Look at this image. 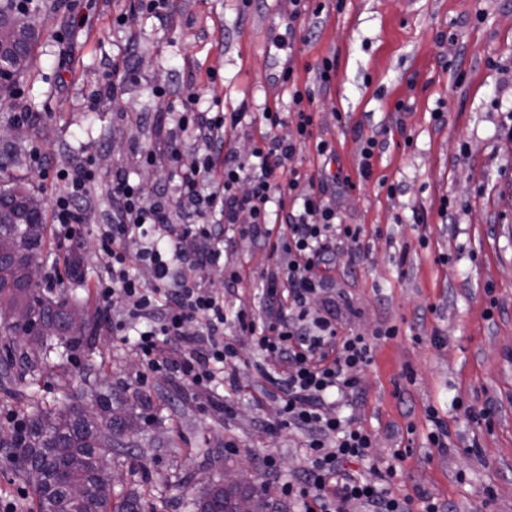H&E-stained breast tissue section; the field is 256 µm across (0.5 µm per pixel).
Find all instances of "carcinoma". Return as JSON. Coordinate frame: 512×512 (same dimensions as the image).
<instances>
[{
  "instance_id": "carcinoma-1",
  "label": "carcinoma",
  "mask_w": 512,
  "mask_h": 512,
  "mask_svg": "<svg viewBox=\"0 0 512 512\" xmlns=\"http://www.w3.org/2000/svg\"><path fill=\"white\" fill-rule=\"evenodd\" d=\"M35 35L29 9L15 7L14 0L0 3V77L29 68ZM42 211L36 195L0 185V301L23 305L28 316L23 326H0V388L6 391L18 383L36 386L46 363L56 359L62 365L93 340L95 324L83 306L64 295L48 297L40 283L26 282V263L39 260L48 235ZM89 387L90 405L68 393L47 402L33 392L20 433L0 444L26 451L42 471V483L32 486L31 512H145L138 496L116 491L112 470L101 467L99 459L119 456L128 440L127 420L115 421L113 408L139 418L138 409L148 403L117 398L105 380ZM73 485L86 486L87 493L73 498ZM232 499L219 481L192 496L191 503L194 512H233Z\"/></svg>"
}]
</instances>
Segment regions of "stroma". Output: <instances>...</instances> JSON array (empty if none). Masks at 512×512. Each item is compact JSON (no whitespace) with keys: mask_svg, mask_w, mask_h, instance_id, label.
Listing matches in <instances>:
<instances>
[{"mask_svg":"<svg viewBox=\"0 0 512 512\" xmlns=\"http://www.w3.org/2000/svg\"><path fill=\"white\" fill-rule=\"evenodd\" d=\"M39 2L30 17L40 32L33 64L13 96L0 97V179L49 201L50 180L31 168L37 145L52 168L97 171L93 220L73 242L89 281L103 265L94 234L112 216L113 174L173 186L172 167H142L139 146L173 138L184 155L204 150L178 130L169 102L191 90L199 110L243 113L226 144L245 159L267 109L287 118L278 135L294 134L292 91L309 89L315 132L335 155L327 162L305 148L292 164L325 179V201L363 229L359 240L337 242L328 274L340 332L399 328L377 343L358 395L337 407L375 434L379 455L409 448L395 494L429 493L448 512H512V0H304L299 12L290 0H169L163 23L135 0ZM267 30L287 49L265 45ZM326 58L334 69L324 87L317 66ZM19 112L31 120L16 123ZM370 137L378 145L364 180L360 146ZM344 178L354 190H343ZM232 241L224 259L242 264L244 276L225 300L259 307L266 254L248 239ZM238 343V387L220 389L235 406L226 420L177 378L153 375L140 386L141 366L111 325H100L94 352L78 353L71 366L77 376L90 365L106 373L122 399L149 390L136 445L117 468L124 488L154 512H187L183 484L223 478L228 465L265 498L267 512H293L265 479L261 455L276 451L292 474L304 465L302 438L266 432L277 406L252 367L250 337ZM457 398L491 407L490 423L465 418ZM431 407L448 426V447L427 441ZM230 439L238 445L231 453ZM150 441L156 451L146 450ZM488 487L496 494L489 505Z\"/></svg>","mask_w":512,"mask_h":512,"instance_id":"1","label":"stroma"}]
</instances>
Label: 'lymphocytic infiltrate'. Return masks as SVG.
<instances>
[{"instance_id": "1", "label": "lymphocytic infiltrate", "mask_w": 512, "mask_h": 512, "mask_svg": "<svg viewBox=\"0 0 512 512\" xmlns=\"http://www.w3.org/2000/svg\"><path fill=\"white\" fill-rule=\"evenodd\" d=\"M304 96L294 91L297 121L293 137H279L280 112L267 111V130L252 145L250 161L225 150L224 139L243 115L209 114L194 109L187 93L175 113L184 133L200 137L205 153L182 157L175 147L142 146V166L162 161L179 164L175 191L112 178V221L98 225L96 250L104 259L95 286L99 311L112 333L135 331L133 347L144 373H169L197 391L210 393L217 379H232L240 361L235 333L251 337L254 348L281 371L278 417L272 427L300 433L305 465L283 479L275 452L262 457L264 475L279 484L280 495L298 512H344L357 503L362 512H444L428 493L397 496L392 492L406 455L374 454V437L333 408L335 395L355 394L358 374L372 364L376 341L398 335L382 325L371 335L340 336L335 298H322V266L337 238L358 239L359 226L342 224L324 200V183L301 185L288 167L301 148L316 154L331 151L314 133L313 113L302 110ZM55 179L63 189L52 200L54 224L63 244H70L84 221V204L97 182L86 168H60ZM188 216L172 221L173 212ZM238 230L267 250L269 264L261 277V310L228 311L224 289L242 280L241 266L226 263L222 243L226 230ZM224 271V288L205 274ZM369 465L376 480L355 476L349 464Z\"/></svg>"}]
</instances>
